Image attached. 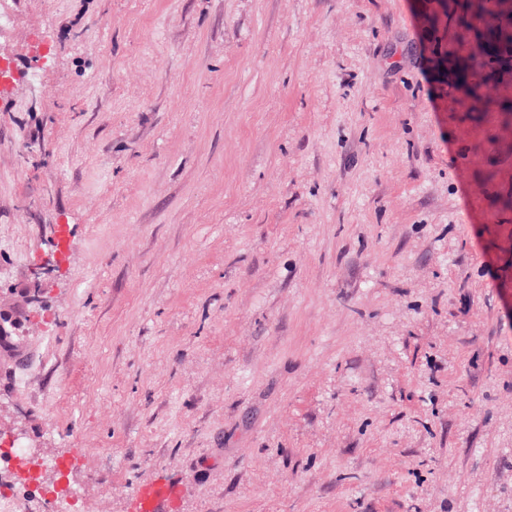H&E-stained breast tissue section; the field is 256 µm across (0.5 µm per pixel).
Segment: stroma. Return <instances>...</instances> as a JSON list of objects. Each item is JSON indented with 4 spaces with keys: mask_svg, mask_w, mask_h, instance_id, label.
<instances>
[{
    "mask_svg": "<svg viewBox=\"0 0 512 512\" xmlns=\"http://www.w3.org/2000/svg\"><path fill=\"white\" fill-rule=\"evenodd\" d=\"M0 3L19 512H512V129L437 0ZM178 497V487L165 482L143 486L136 490L131 512H167Z\"/></svg>",
    "mask_w": 512,
    "mask_h": 512,
    "instance_id": "stroma-1",
    "label": "stroma"
}]
</instances>
